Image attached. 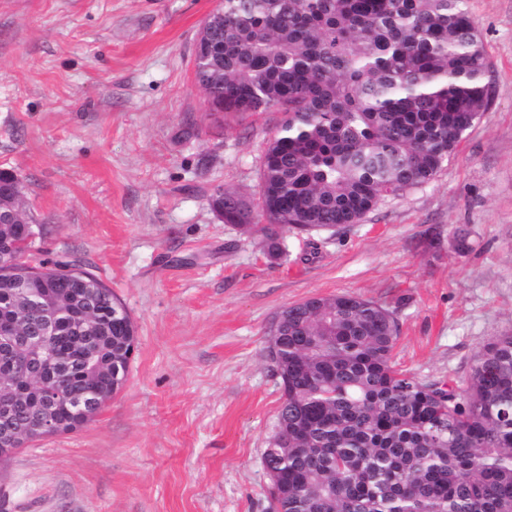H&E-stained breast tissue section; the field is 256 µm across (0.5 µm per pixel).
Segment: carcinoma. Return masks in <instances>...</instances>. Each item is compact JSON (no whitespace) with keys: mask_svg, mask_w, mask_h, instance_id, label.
<instances>
[{"mask_svg":"<svg viewBox=\"0 0 512 512\" xmlns=\"http://www.w3.org/2000/svg\"><path fill=\"white\" fill-rule=\"evenodd\" d=\"M490 63L463 0H219L195 47V81L213 110L283 114L264 151L260 214L240 216L229 189L210 197L227 224L256 233L271 257L288 230L336 231L386 197L431 180L492 100ZM0 223V252L47 234ZM265 223H259V220ZM32 270L62 302L57 319L100 312L99 371L57 384L116 393L136 340L122 303L94 274ZM18 288L0 274V322ZM283 390L263 453L267 512H512V334L477 354L467 389L394 369L393 311L352 295L288 307L273 327Z\"/></svg>","mask_w":512,"mask_h":512,"instance_id":"obj_1","label":"carcinoma"}]
</instances>
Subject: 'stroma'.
I'll list each match as a JSON object with an SVG mask.
<instances>
[{"label":"stroma","instance_id":"1","mask_svg":"<svg viewBox=\"0 0 512 512\" xmlns=\"http://www.w3.org/2000/svg\"><path fill=\"white\" fill-rule=\"evenodd\" d=\"M219 0H0V170L49 232L26 254L95 274L137 329L124 387L82 428L21 448L0 512H265L282 402L276 316L314 296L393 310L396 369L465 389L512 333V0H465L493 98L437 175L340 230L258 237L278 112H211L194 48ZM471 249H456L457 232Z\"/></svg>","mask_w":512,"mask_h":512}]
</instances>
